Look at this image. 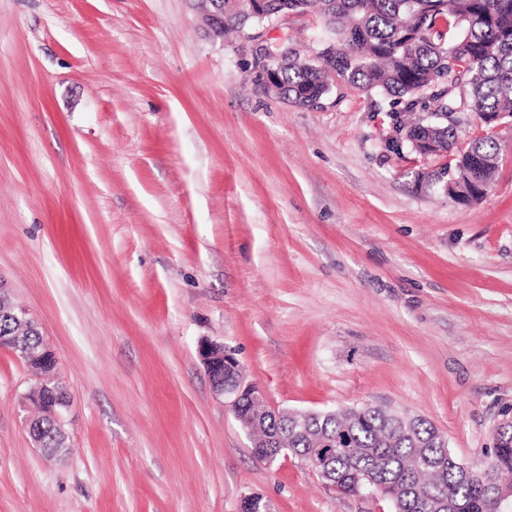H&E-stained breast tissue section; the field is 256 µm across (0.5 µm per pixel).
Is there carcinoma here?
I'll use <instances>...</instances> for the list:
<instances>
[{
	"instance_id": "obj_1",
	"label": "carcinoma",
	"mask_w": 512,
	"mask_h": 512,
	"mask_svg": "<svg viewBox=\"0 0 512 512\" xmlns=\"http://www.w3.org/2000/svg\"><path fill=\"white\" fill-rule=\"evenodd\" d=\"M272 14L315 10L325 26V47L315 59L299 54L278 69L276 96L312 107L330 91L334 74L345 83L404 105L448 115L449 95L465 87L467 103L489 128L512 117V0H269ZM259 24L246 0H224V33L243 34ZM459 138L436 120L408 130L407 142L422 155L450 152ZM497 151L492 134L476 138L454 165L421 174L441 192L464 204L482 199ZM463 182L466 193L448 192ZM291 415L272 414L261 432L288 433V452L305 458L320 439L347 441L338 448L324 482L345 495H362L371 480L392 512H489L485 485L454 469L442 433L422 420L409 423L389 410L350 407L309 418L291 427ZM487 468L493 478L512 473V439L507 437Z\"/></svg>"
}]
</instances>
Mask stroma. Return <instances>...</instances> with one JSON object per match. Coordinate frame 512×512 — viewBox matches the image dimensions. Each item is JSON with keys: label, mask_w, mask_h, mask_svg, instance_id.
<instances>
[{"label": "stroma", "mask_w": 512, "mask_h": 512, "mask_svg": "<svg viewBox=\"0 0 512 512\" xmlns=\"http://www.w3.org/2000/svg\"><path fill=\"white\" fill-rule=\"evenodd\" d=\"M292 14L209 36L194 0H0V278L59 358L67 446L23 427L0 348V512H383L251 443L198 355L230 349L275 412L423 418L460 461L512 415V127L481 201L418 184L387 100L254 83Z\"/></svg>", "instance_id": "1"}]
</instances>
